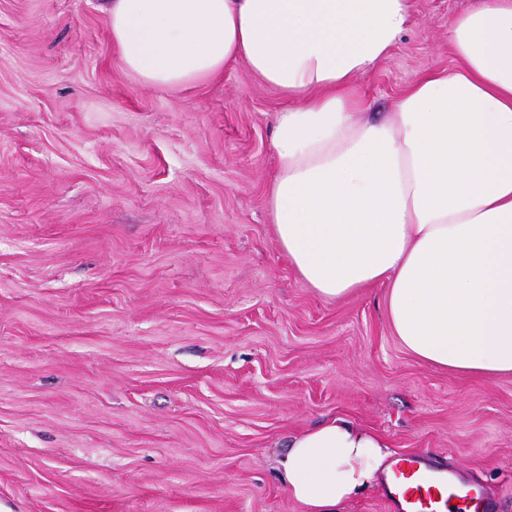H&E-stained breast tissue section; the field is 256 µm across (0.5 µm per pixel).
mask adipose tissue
I'll return each mask as SVG.
<instances>
[{
  "mask_svg": "<svg viewBox=\"0 0 512 512\" xmlns=\"http://www.w3.org/2000/svg\"><path fill=\"white\" fill-rule=\"evenodd\" d=\"M119 65L186 88L245 62L291 100L274 131L267 212L322 297L380 284L420 361L512 375V0L454 17L450 69L373 118L354 82L398 43L409 0H105ZM385 439L343 418L279 459L305 512L342 507L388 472Z\"/></svg>",
  "mask_w": 512,
  "mask_h": 512,
  "instance_id": "adipose-tissue-1",
  "label": "adipose tissue"
}]
</instances>
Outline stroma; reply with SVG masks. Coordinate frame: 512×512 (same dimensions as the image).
<instances>
[{
	"instance_id": "stroma-1",
	"label": "stroma",
	"mask_w": 512,
	"mask_h": 512,
	"mask_svg": "<svg viewBox=\"0 0 512 512\" xmlns=\"http://www.w3.org/2000/svg\"><path fill=\"white\" fill-rule=\"evenodd\" d=\"M410 3L357 82L380 116L479 0ZM287 107L241 62L144 85L99 0H0V512H303L277 459L335 416L512 512V375L417 360L383 286L322 298L281 251Z\"/></svg>"
}]
</instances>
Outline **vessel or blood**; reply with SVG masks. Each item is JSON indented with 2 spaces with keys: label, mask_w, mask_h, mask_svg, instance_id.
<instances>
[{
  "label": "vessel or blood",
  "mask_w": 512,
  "mask_h": 512,
  "mask_svg": "<svg viewBox=\"0 0 512 512\" xmlns=\"http://www.w3.org/2000/svg\"><path fill=\"white\" fill-rule=\"evenodd\" d=\"M387 498L396 512H489L490 503L476 485L442 475L424 456L403 455L384 477Z\"/></svg>",
  "instance_id": "b4317fda"
}]
</instances>
